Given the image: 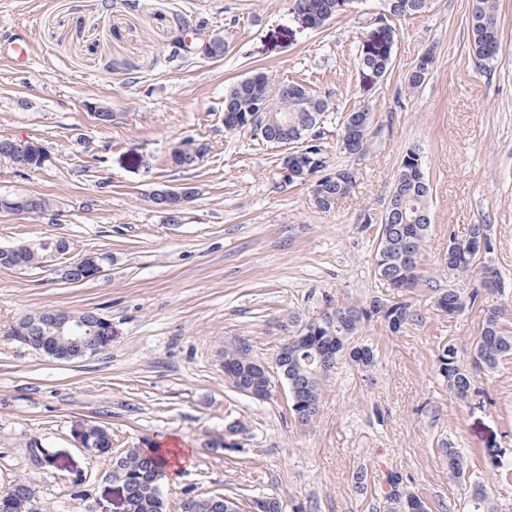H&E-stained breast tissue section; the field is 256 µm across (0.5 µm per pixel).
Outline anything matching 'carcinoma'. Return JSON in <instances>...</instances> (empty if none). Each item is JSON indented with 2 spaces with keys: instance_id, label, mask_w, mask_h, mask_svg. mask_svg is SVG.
<instances>
[{
  "instance_id": "1",
  "label": "carcinoma",
  "mask_w": 512,
  "mask_h": 512,
  "mask_svg": "<svg viewBox=\"0 0 512 512\" xmlns=\"http://www.w3.org/2000/svg\"><path fill=\"white\" fill-rule=\"evenodd\" d=\"M425 0H381L383 12L375 26L379 31L369 38L357 54L359 76H369L373 84L383 82L393 64V47L396 29L393 22L415 17L426 12ZM294 10L306 14L313 27L322 28L337 16L345 13L349 0H291ZM499 0H476L470 28V52L479 67L487 69L495 62L500 41ZM435 56L428 51L415 62L406 76L410 90L421 87L431 74ZM328 110V101L309 86L301 83L276 86L262 71H256L227 87L224 92V126L230 131H248L254 137L274 145H290L282 156L279 168H288L286 185L301 183L312 163L326 167L336 176L311 192L313 205L323 212L336 208L357 186L358 172L353 167L332 164L330 143L321 131V118ZM373 115L362 106L349 113L337 134V147L351 155L368 150L373 134ZM0 158L16 166L41 169L46 166L38 148L26 150L16 146V141L0 139ZM199 161V147L191 139H182L176 146L171 162L189 169ZM25 213L42 216L56 210L53 199L44 195H22ZM18 196L0 198V209L9 210ZM433 184L424 166L418 163L414 152L403 156L393 178L390 199L381 218L372 258L374 277L380 284L394 289L391 295L376 293L361 303L327 304L325 314H335L327 321L319 316L306 322L289 319L293 328L288 335V345L279 346L273 357L266 361L253 353L250 345L242 346L234 340L224 346V380L237 393L245 390H268L271 374L275 373L285 383L290 395L289 410L302 423L313 420L319 411L321 388L341 360L369 372L377 364L374 349L360 341V333L372 321L385 324L398 333L415 322L418 312L409 294L418 288L435 292L437 310L456 318L475 307L482 308L480 334L472 345L470 361L461 360L457 347L444 343L436 357L437 374L448 392L457 400L466 402L474 375L494 372L503 361L512 358V306L484 305V295L505 293L498 267L479 273L477 256L461 251V246L475 239L484 238L493 244V226L474 224L466 236L448 237V250L444 266H457L454 278L464 283L462 288H438L424 268V246L431 225L430 212ZM162 213L177 220L183 213V203L177 198L152 200ZM70 251V241L63 237L42 239L36 243L20 244L13 248L0 266L18 269L43 268L47 263L62 259ZM110 257L104 253L86 254L68 262L61 268L60 277L69 284L86 281L88 273L83 268L93 264L104 266ZM70 317L85 324V329L96 336L106 347L112 343V329L90 310L51 309L30 314L20 319L9 332L16 342L57 361H74L84 358L80 347L59 336L52 320ZM84 445L97 453L112 449V436L101 425H91L83 431ZM448 460L449 474L463 479L467 464L463 453L448 446L442 449ZM168 460L149 448H126L111 456L109 478L122 486L127 493L126 512H167L161 480ZM385 492L386 512H428L426 502L406 491L403 478L393 474ZM240 493H206L194 496L195 512H226L227 508L242 512ZM33 489L23 479L13 481L11 488L0 495V512H34ZM469 512H495L487 487L480 481L470 484ZM254 512H288L287 501L274 497L272 502L262 498L249 499Z\"/></svg>"
}]
</instances>
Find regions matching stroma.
I'll return each mask as SVG.
<instances>
[{
  "mask_svg": "<svg viewBox=\"0 0 512 512\" xmlns=\"http://www.w3.org/2000/svg\"><path fill=\"white\" fill-rule=\"evenodd\" d=\"M475 3L434 0L401 21L392 72L366 96L356 55L380 0L319 30L286 0H0V39L28 34L33 43L24 65L0 57V137L39 141L51 156L40 170L0 163V196L60 204L56 223L0 211V248L60 235L70 259L112 257L82 285L64 283L52 267L0 266V493L20 477L45 512H114L109 456L79 445L98 422L116 449L146 439L190 449L163 480L167 512H179L189 494L241 488L280 495L303 512H383L394 473L430 512H467L473 480L486 483L498 512H512V480L486 457L496 447L512 468V360L477 375L465 403L436 372L439 345L469 355L480 310L451 319L431 290L415 291L418 321L397 334L380 322L362 332L378 357L372 380L338 366L306 426L295 422L283 386L265 402L233 392L222 358L237 339L270 358L289 317L305 321L327 302L380 291L376 226L412 147L434 185L425 260L437 287L453 284L441 264L449 235L474 224L492 225L496 263L512 283V0H500L501 50L488 69L469 48ZM215 35L223 56L189 50ZM428 49L433 70L407 92L405 77ZM255 70L278 85L310 82L329 103V136L369 103L367 153H333L335 164L358 171L335 210L316 209L308 186H281L279 148L225 129V88ZM93 105L107 108L111 123L100 124ZM179 138L206 145L195 167L171 163ZM185 184L195 194L180 223H167L150 194ZM46 308L94 309L112 321L111 346L59 363L10 338L15 321ZM231 412L246 431L228 450L218 442ZM34 437L53 467L33 462ZM450 444L468 459L466 480L448 474L442 449Z\"/></svg>",
  "mask_w": 512,
  "mask_h": 512,
  "instance_id": "1",
  "label": "stroma"
}]
</instances>
